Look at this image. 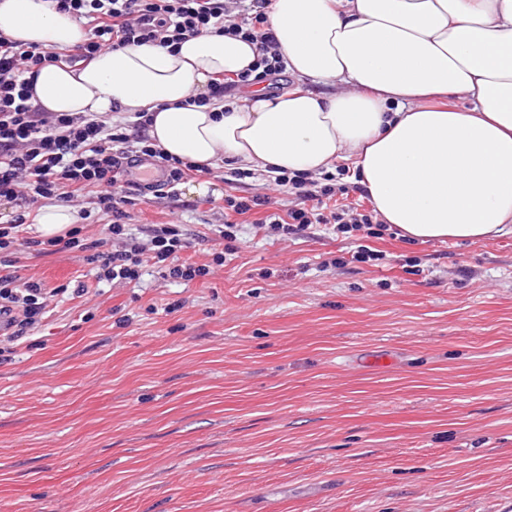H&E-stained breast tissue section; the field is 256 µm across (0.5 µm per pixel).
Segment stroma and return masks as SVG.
<instances>
[{
  "label": "stroma",
  "instance_id": "1",
  "mask_svg": "<svg viewBox=\"0 0 512 512\" xmlns=\"http://www.w3.org/2000/svg\"><path fill=\"white\" fill-rule=\"evenodd\" d=\"M224 171L203 196L127 186L197 263L226 190L270 193L206 282L100 289L82 251L19 253L89 292L0 357V512H512V234L387 229L384 263H350L343 236L258 230L290 197Z\"/></svg>",
  "mask_w": 512,
  "mask_h": 512
}]
</instances>
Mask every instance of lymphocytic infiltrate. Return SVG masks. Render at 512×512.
Wrapping results in <instances>:
<instances>
[{"label": "lymphocytic infiltrate", "instance_id": "obj_1", "mask_svg": "<svg viewBox=\"0 0 512 512\" xmlns=\"http://www.w3.org/2000/svg\"><path fill=\"white\" fill-rule=\"evenodd\" d=\"M269 2L258 0L249 7L245 0H47L50 8L69 14L84 27L86 38L71 54L0 34V199L30 210L45 199L69 202L88 189H96L95 205L109 218L101 233L105 240L116 243L115 249L88 256V263L97 267V281L135 284L146 266L183 284L205 279L211 265H223L227 255L235 253L238 216L268 206V196L225 194L226 220L218 228L224 249L213 253L211 264L182 259L191 241L178 224L146 225L149 247L134 244L125 161L154 159L167 171L171 188L200 173V166L167 155L151 142L148 113H126L116 121L111 115L94 112H48L34 103L32 83L43 67L71 60L87 63L105 49L146 43L174 48L189 38L224 35L255 45L257 56L245 72L212 79L206 92L193 98L200 106L223 102L226 92L278 80L285 70L268 26ZM267 178L294 199L286 215L265 217L268 233L285 238L319 226L353 234L358 244L352 261L382 260V252L366 244L367 238L377 234V211L343 203L341 197L349 188L338 182L335 173L325 172L318 181L304 172L272 170ZM25 226L21 216L0 225V253L14 254L25 248L46 254L84 246L81 228L42 240L25 236ZM58 294V289L23 278L16 271L0 270V353L12 350L43 320L50 301Z\"/></svg>", "mask_w": 512, "mask_h": 512}]
</instances>
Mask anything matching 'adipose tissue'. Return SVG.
Listing matches in <instances>:
<instances>
[{"label": "adipose tissue", "mask_w": 512, "mask_h": 512, "mask_svg": "<svg viewBox=\"0 0 512 512\" xmlns=\"http://www.w3.org/2000/svg\"><path fill=\"white\" fill-rule=\"evenodd\" d=\"M269 22L287 72L315 90L258 88L224 112L191 104L255 57L241 39L204 35L44 67L33 99L49 112H148L154 143L209 168L318 175L352 161L380 219L413 240L512 233V0H272ZM0 33L57 48L84 39L45 0H0Z\"/></svg>", "instance_id": "ef3b65f1"}]
</instances>
